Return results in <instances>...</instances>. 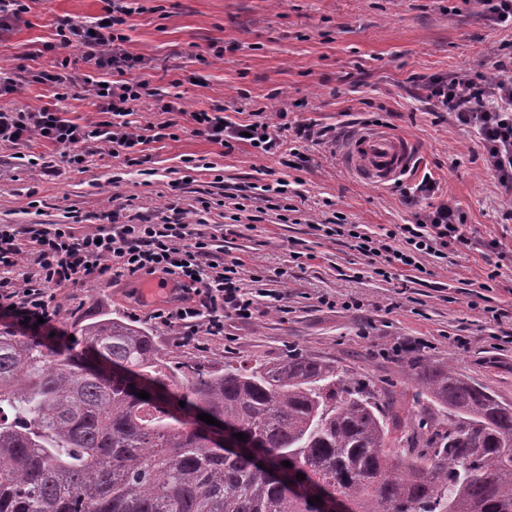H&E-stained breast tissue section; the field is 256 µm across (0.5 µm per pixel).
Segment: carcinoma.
Instances as JSON below:
<instances>
[{
    "label": "carcinoma",
    "instance_id": "obj_1",
    "mask_svg": "<svg viewBox=\"0 0 512 512\" xmlns=\"http://www.w3.org/2000/svg\"><path fill=\"white\" fill-rule=\"evenodd\" d=\"M81 335L116 373L0 330V512H312L275 480L283 461L351 512H512V404L445 361L405 362L432 414L404 421L307 354L193 367L173 392L148 330L104 318ZM201 413L259 442L265 468L209 446Z\"/></svg>",
    "mask_w": 512,
    "mask_h": 512
}]
</instances>
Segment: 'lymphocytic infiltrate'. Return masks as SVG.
<instances>
[{"instance_id":"1","label":"lymphocytic infiltrate","mask_w":512,"mask_h":512,"mask_svg":"<svg viewBox=\"0 0 512 512\" xmlns=\"http://www.w3.org/2000/svg\"><path fill=\"white\" fill-rule=\"evenodd\" d=\"M103 20L88 24L71 18L58 20V46L78 47L86 72L69 68L62 58L55 70L32 73L33 82L55 87L57 100L82 86L97 102L102 118L78 124L64 112L47 106L12 110L0 108V143L20 149L38 139L62 148L73 166L87 162L91 145L111 147L112 157L139 162L144 145L151 142V125H133L134 103L154 97L147 81L127 79L141 57L125 48V29L133 13L125 0H107ZM430 97L448 112L457 126L474 131L483 145V161L503 196L512 197V56L500 57L491 76L453 75L433 78ZM287 109L277 122L256 111L250 123L227 120L220 112L196 111L190 118L199 135L233 149L245 140L265 156L282 154L283 133L293 130L297 139L314 143L323 130L311 123L288 125ZM160 224H103L92 233L76 232L70 224H33L25 228L0 224V316L26 336L50 337L56 329V291L96 281L118 282L142 274H159L171 280L182 295L154 317L174 329L180 345L205 335H224V315L250 319L256 299L244 288L241 260L225 261L213 235L184 218L177 204ZM333 235L348 237L355 249L374 262V274L387 276L390 268L424 272V261L444 259L454 244L467 243V226L461 212L447 203L416 216L414 223L399 224L378 239L359 225L340 224Z\"/></svg>"}]
</instances>
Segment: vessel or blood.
<instances>
[{"label":"vessel or blood","instance_id":"b4317fda","mask_svg":"<svg viewBox=\"0 0 512 512\" xmlns=\"http://www.w3.org/2000/svg\"><path fill=\"white\" fill-rule=\"evenodd\" d=\"M341 159L359 181L374 187H386L412 171L417 162V150L409 137L373 126L347 134Z\"/></svg>","mask_w":512,"mask_h":512}]
</instances>
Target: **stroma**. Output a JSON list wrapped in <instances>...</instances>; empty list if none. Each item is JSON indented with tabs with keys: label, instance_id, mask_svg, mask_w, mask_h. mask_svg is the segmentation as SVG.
I'll use <instances>...</instances> for the list:
<instances>
[{
	"label": "stroma",
	"instance_id": "obj_1",
	"mask_svg": "<svg viewBox=\"0 0 512 512\" xmlns=\"http://www.w3.org/2000/svg\"><path fill=\"white\" fill-rule=\"evenodd\" d=\"M127 50L146 65L130 71L147 80L173 112L134 107L138 124L171 121L172 137L146 145L145 163L91 156L69 165L59 150L33 142L36 164L15 159L0 144V224H74L94 232L109 212L134 222L159 223L168 201L204 223L225 259H240L245 278L261 277L267 296L258 298L251 319H224V336L179 346L153 313L177 296L171 285L145 293L148 275L117 283L94 282L62 289L59 326L76 350L89 320L108 316L146 328L166 362V373L182 383L188 366L211 370L227 363L274 362L303 353L349 370L394 398L404 418L422 406L402 372L405 355L452 362L468 379L512 403V348L494 338L512 331V206L486 171L477 135L434 112L426 82L469 73L492 75L498 56L512 55V29L491 26L481 0H136ZM103 0H32L30 10L0 34V67L17 66L20 90L0 95V107L53 105V87L30 82V72L57 63L52 52L56 18L91 22ZM287 108L288 122L336 130L334 138L300 144L308 157L301 169L288 155L266 157L247 143L224 152L190 132L192 112L223 110L244 124L252 112ZM379 125L414 139L418 163L401 183L384 188L356 179L341 163L339 135ZM203 168L186 172L185 157ZM296 182V212L278 220L254 201L255 222L232 221L225 194L267 182L268 172ZM193 180L179 193L170 185ZM431 176L438 189L417 207L403 190ZM212 202L198 208V198ZM447 202L456 205L470 229L469 242L450 247L447 258L425 259L427 273L390 278L367 270V259L346 239L313 231L332 213L363 225L373 236L414 221L415 211ZM489 282L484 299L473 300ZM362 300L361 309L343 301ZM499 309L493 321L486 307Z\"/></svg>",
	"mask_w": 512,
	"mask_h": 512
}]
</instances>
